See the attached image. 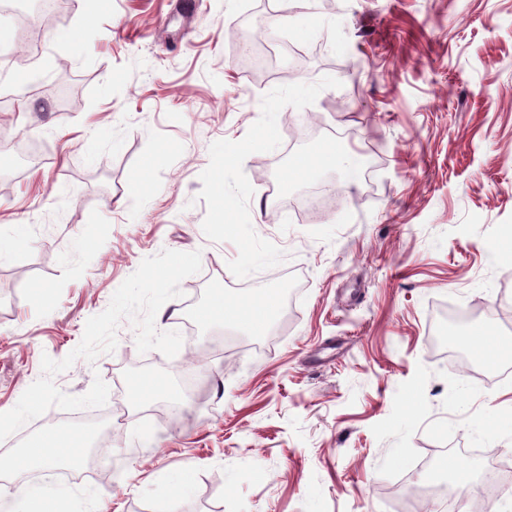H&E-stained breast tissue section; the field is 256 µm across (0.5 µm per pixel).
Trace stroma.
I'll return each mask as SVG.
<instances>
[{"instance_id": "1", "label": "stroma", "mask_w": 512, "mask_h": 512, "mask_svg": "<svg viewBox=\"0 0 512 512\" xmlns=\"http://www.w3.org/2000/svg\"><path fill=\"white\" fill-rule=\"evenodd\" d=\"M72 0L67 41L0 42V412L64 359L141 261L197 251L201 270L157 312L175 357L139 353L129 319L113 353L54 376L110 389L112 471L49 483L48 512H441L411 493L421 461L466 468L456 512L484 502L499 467L512 496V353L480 367L441 339L462 312L512 340V0ZM284 12L286 47L259 43ZM74 79L65 104L48 87ZM252 146L225 163L222 146ZM341 172L286 178L326 146ZM332 185L315 212L286 205ZM278 297L266 335L207 324L209 294ZM177 390L182 412L133 403L132 367ZM50 408L0 459L61 430ZM189 469L191 486L173 480ZM340 170L345 183L355 182L361 171V160L358 157H346L344 152L334 148H325L312 155L300 157L291 166H289L288 175L294 176L315 174L318 172H328ZM287 175V178H288Z\"/></svg>"}]
</instances>
